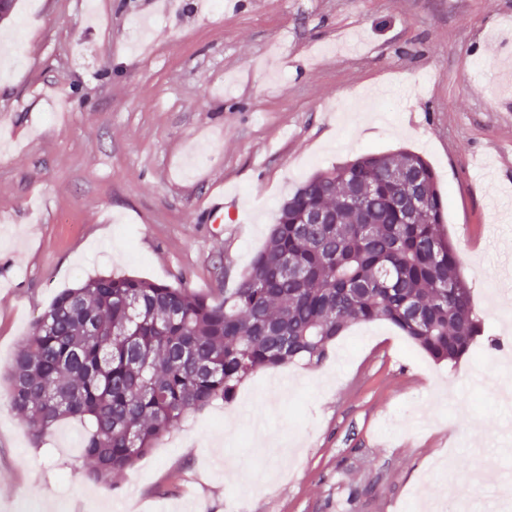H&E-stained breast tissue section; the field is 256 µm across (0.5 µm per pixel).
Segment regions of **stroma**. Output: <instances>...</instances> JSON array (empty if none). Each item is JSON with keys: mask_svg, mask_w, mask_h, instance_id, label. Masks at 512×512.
I'll return each mask as SVG.
<instances>
[{"mask_svg": "<svg viewBox=\"0 0 512 512\" xmlns=\"http://www.w3.org/2000/svg\"><path fill=\"white\" fill-rule=\"evenodd\" d=\"M149 39L136 42L132 21ZM512 0H15L0 21V373L65 288L135 275L234 287L280 204L366 151L433 167L484 326L512 360ZM79 94H72V85ZM223 193L236 221L200 206ZM435 363L383 321L321 364L261 370L188 412L112 485L79 422L33 445L0 383V512H483L512 447L492 395L512 372Z\"/></svg>", "mask_w": 512, "mask_h": 512, "instance_id": "stroma-1", "label": "stroma"}]
</instances>
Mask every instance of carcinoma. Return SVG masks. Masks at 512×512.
Returning <instances> with one entry per match:
<instances>
[{
  "label": "carcinoma",
  "mask_w": 512,
  "mask_h": 512,
  "mask_svg": "<svg viewBox=\"0 0 512 512\" xmlns=\"http://www.w3.org/2000/svg\"><path fill=\"white\" fill-rule=\"evenodd\" d=\"M311 211L327 223H304ZM446 223L422 155L359 154L303 181L217 296L112 275L61 291L12 360L10 407L37 441L83 423L87 472L110 485L188 412L232 402L261 369L323 362L354 323L387 321L433 361L454 362L483 323Z\"/></svg>",
  "instance_id": "cac0c4a2"
}]
</instances>
